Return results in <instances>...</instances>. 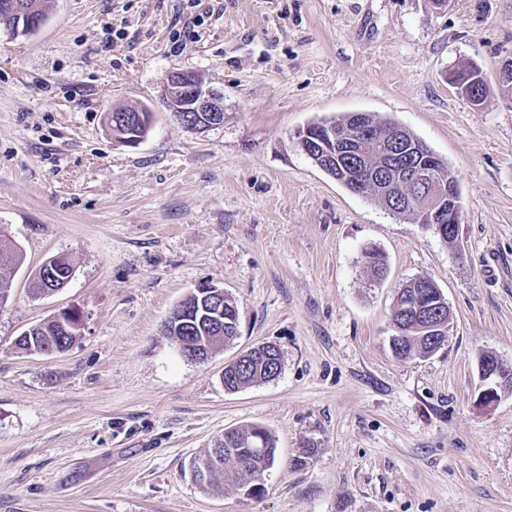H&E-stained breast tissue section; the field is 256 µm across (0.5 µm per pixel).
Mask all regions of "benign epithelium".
I'll return each mask as SVG.
<instances>
[{"label": "benign epithelium", "mask_w": 512, "mask_h": 512, "mask_svg": "<svg viewBox=\"0 0 512 512\" xmlns=\"http://www.w3.org/2000/svg\"><path fill=\"white\" fill-rule=\"evenodd\" d=\"M43 22L40 5L10 0L4 5V16L0 17V30L12 37L30 36L39 30ZM161 97L167 109L188 130H201L224 122L223 98L206 88L202 77L194 72L167 74L161 84ZM148 112L150 109L141 105L131 110H114L112 127L144 121ZM367 116L366 112L353 113L351 124L342 129L330 124H310L298 132V140L305 150L321 140L335 146L329 153L330 158L343 160L345 171L359 178L358 185L362 191L380 199L391 212L397 206L396 196L393 195L397 184H413L428 177L435 178L437 192L433 203L416 208L413 219L434 228L444 239L458 238L461 204L453 178L446 176L441 169V159L417 141L404 147L402 138L398 137L385 141L389 163L380 168L371 166L367 162L365 146L380 138V134L374 125L367 122ZM196 292L210 297L214 306V320H220L224 312V291L206 284L198 286ZM511 368V363L496 355L479 364L481 384L475 400L476 407L487 410L496 405L500 393L507 390L502 372Z\"/></svg>", "instance_id": "benign-epithelium-1"}]
</instances>
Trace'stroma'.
I'll return each mask as SVG.
<instances>
[{
  "instance_id": "1",
  "label": "stroma",
  "mask_w": 512,
  "mask_h": 512,
  "mask_svg": "<svg viewBox=\"0 0 512 512\" xmlns=\"http://www.w3.org/2000/svg\"><path fill=\"white\" fill-rule=\"evenodd\" d=\"M0 32V226L25 262L0 304V512H512V391L475 408L478 357L512 363V0H45ZM201 25H193L195 17ZM481 68L474 108L448 69ZM193 71L222 124L187 130L159 96ZM146 105L137 147L108 110ZM368 112L455 177L456 241L351 193L301 149L307 125ZM387 262L382 282L364 252ZM59 292L29 282L48 258ZM432 278L448 342L401 361L396 294ZM202 284L239 311L234 343L184 359L164 320ZM77 310L68 352L14 340ZM275 344L282 369L235 392L225 362ZM257 425L276 462L254 497L201 487L194 458ZM315 444L306 466L292 460ZM18 1V2H16ZM15 0L4 5V16L0 17V30L12 37L30 36L36 33L43 25L44 15L39 4H23ZM18 17L12 21V17ZM24 18V21H22Z\"/></svg>"
}]
</instances>
